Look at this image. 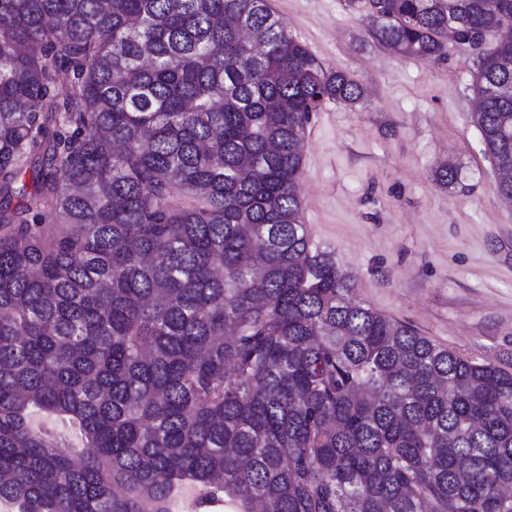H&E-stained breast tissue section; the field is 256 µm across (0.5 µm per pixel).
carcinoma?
<instances>
[{
    "instance_id": "obj_1",
    "label": "carcinoma",
    "mask_w": 512,
    "mask_h": 512,
    "mask_svg": "<svg viewBox=\"0 0 512 512\" xmlns=\"http://www.w3.org/2000/svg\"><path fill=\"white\" fill-rule=\"evenodd\" d=\"M509 25L378 0L370 35L478 50L512 201ZM363 96L267 0H0V512H512V373L364 305L302 224L311 118Z\"/></svg>"
}]
</instances>
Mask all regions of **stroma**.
<instances>
[{
  "label": "stroma",
  "mask_w": 512,
  "mask_h": 512,
  "mask_svg": "<svg viewBox=\"0 0 512 512\" xmlns=\"http://www.w3.org/2000/svg\"><path fill=\"white\" fill-rule=\"evenodd\" d=\"M289 33L366 90L326 103L307 128L302 221L355 280L358 300L457 354L512 372V205L472 117L476 52L434 61L367 34L369 8L344 0H269ZM453 183L436 181L441 163Z\"/></svg>",
  "instance_id": "1"
}]
</instances>
